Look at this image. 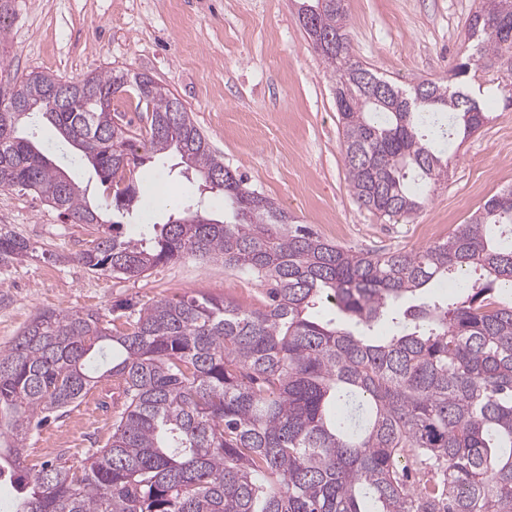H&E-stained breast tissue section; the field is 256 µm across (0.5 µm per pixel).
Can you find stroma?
Here are the masks:
<instances>
[{"label": "stroma", "instance_id": "1", "mask_svg": "<svg viewBox=\"0 0 512 512\" xmlns=\"http://www.w3.org/2000/svg\"><path fill=\"white\" fill-rule=\"evenodd\" d=\"M478 0H346V34L356 60L408 90L445 77L471 47L466 33ZM297 0H12L9 39L0 50L7 72L46 71L68 79L111 69L145 74L168 88L191 111L210 146L249 187L274 199L295 221L357 251L414 250L426 241L423 224L445 231L464 223L492 195L512 186V52L484 57L467 78L493 103L475 134L453 143L448 181L431 192L410 219H381L360 207L348 186L333 83L302 29ZM36 146L53 163L69 167L86 186L104 220L136 237L140 224H163L184 209L228 221L232 209L221 193L176 155L137 165L143 189L168 186L172 204L121 214L109 207L90 165H69L49 123ZM0 224L34 246L59 254L0 269V348L18 336L41 309L130 310L163 298L198 292L244 307L259 306L261 285L222 261L186 259L159 265L145 276L103 275L70 262L83 230L29 193L0 189ZM54 267L55 279L43 276ZM102 383L82 404L49 423L29 452L45 461L77 448L102 447L112 423Z\"/></svg>", "mask_w": 512, "mask_h": 512}]
</instances>
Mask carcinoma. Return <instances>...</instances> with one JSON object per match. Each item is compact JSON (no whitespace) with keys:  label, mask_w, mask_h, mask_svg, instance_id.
<instances>
[{"label":"carcinoma","mask_w":512,"mask_h":512,"mask_svg":"<svg viewBox=\"0 0 512 512\" xmlns=\"http://www.w3.org/2000/svg\"><path fill=\"white\" fill-rule=\"evenodd\" d=\"M336 39L330 72L348 185L384 218L409 217L447 180L448 145L487 120L461 82L512 48L485 23L512 22V0H481L474 52L440 80L407 91L354 59L345 0H301L298 16ZM122 70L18 79L21 110L0 101V187L29 191L93 229L70 260L114 277L212 259L265 287L260 308L221 297L160 299L131 315L42 309L0 349V480L12 512H512V187L448 237L409 252L333 243L224 165L185 106ZM77 89L64 109L51 89ZM152 109L138 134L116 126L128 85ZM54 125L112 203L141 201L138 152H176L224 194L234 221L185 224V212L122 239L87 189L17 135L23 118ZM0 225V267L34 256ZM462 281L460 295L434 293ZM112 380L124 396L105 446L35 463L27 443L53 415Z\"/></svg>","instance_id":"cac0c4a2"}]
</instances>
